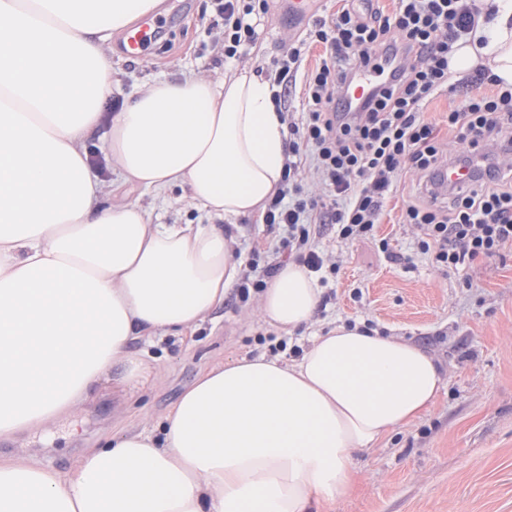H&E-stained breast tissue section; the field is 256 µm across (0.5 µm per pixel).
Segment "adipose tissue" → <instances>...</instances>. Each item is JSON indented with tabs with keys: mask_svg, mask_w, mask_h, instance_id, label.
<instances>
[{
	"mask_svg": "<svg viewBox=\"0 0 512 512\" xmlns=\"http://www.w3.org/2000/svg\"><path fill=\"white\" fill-rule=\"evenodd\" d=\"M449 70L512 84V0H484ZM161 0H0V439L52 425L108 387H146L141 338L181 336L222 308L241 262L224 222L263 214L284 180L286 126L252 68L140 86L112 116L113 33ZM111 121L117 182L189 191L203 224L141 201L105 205L85 148ZM321 290L282 266L258 299L282 333L312 324ZM421 346L336 325L299 360L240 356L202 373L159 435L125 431L75 472L0 461V512H317L348 493L352 458L435 404Z\"/></svg>",
	"mask_w": 512,
	"mask_h": 512,
	"instance_id": "ef3b65f1",
	"label": "adipose tissue"
}]
</instances>
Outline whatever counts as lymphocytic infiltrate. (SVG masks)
<instances>
[{
	"label": "lymphocytic infiltrate",
	"mask_w": 512,
	"mask_h": 512,
	"mask_svg": "<svg viewBox=\"0 0 512 512\" xmlns=\"http://www.w3.org/2000/svg\"><path fill=\"white\" fill-rule=\"evenodd\" d=\"M268 0H221L224 55L236 57L255 42L248 17ZM478 9L465 0H397L384 12L375 0H347L331 22L314 31L326 53L305 85L308 110L289 122V185L270 200L264 221L282 227L283 244L328 285L338 265L327 264L315 240L325 225L352 240L369 235L403 175L416 176L403 221L421 235L433 263L459 268L490 259L512 244V85L478 73L496 91L463 95L448 112L450 152L423 106L448 86V55L473 29ZM364 69L381 78L362 99L346 89ZM472 164L467 187H446L438 176L450 165ZM309 170L324 194L305 196L299 175Z\"/></svg>",
	"instance_id": "f902f5d3"
}]
</instances>
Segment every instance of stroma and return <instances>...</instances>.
<instances>
[{
    "instance_id": "35a3bbf8",
    "label": "stroma",
    "mask_w": 512,
    "mask_h": 512,
    "mask_svg": "<svg viewBox=\"0 0 512 512\" xmlns=\"http://www.w3.org/2000/svg\"><path fill=\"white\" fill-rule=\"evenodd\" d=\"M160 14L164 38L148 58L124 56L121 37H114L112 67L121 83L109 112L119 111L139 86L185 69L218 79L248 65L274 79L273 61L295 46L301 56L290 110L302 113L300 85L326 49L309 39L307 28L293 27L276 0L267 13L252 18L255 44L229 60L216 44L224 36L216 0H164ZM406 198L401 189L388 200L373 236L344 242L328 226L317 237L319 249L328 261L340 263L341 271L330 281L332 297L312 326L283 338L259 319L256 301L226 297L223 308L194 332L133 344V353L155 370L145 392L102 391L48 431L0 440V460L34 455L70 472L85 449L112 433L156 429L185 389L213 365L268 353L266 337L287 340L283 357L291 360L295 348L308 347L310 336L339 323L355 324L421 345L444 382L428 414L354 455V489L324 512H512V246L470 268L436 266L419 252L416 230L400 223ZM231 233L236 241L277 254L280 264L297 259L282 245L284 231L268 228L262 219L240 218Z\"/></svg>"
}]
</instances>
